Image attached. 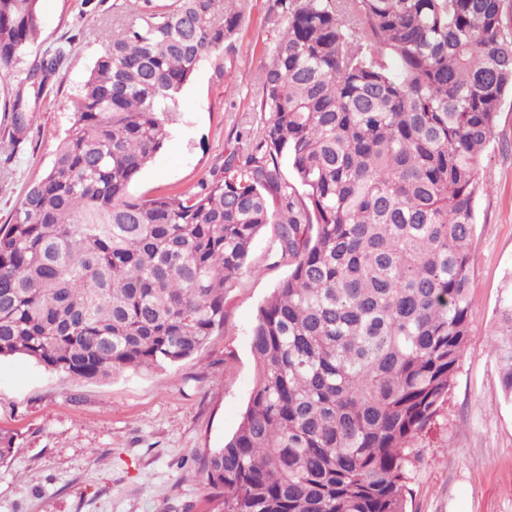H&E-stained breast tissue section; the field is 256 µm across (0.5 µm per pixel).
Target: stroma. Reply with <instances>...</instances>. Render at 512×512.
<instances>
[{
    "mask_svg": "<svg viewBox=\"0 0 512 512\" xmlns=\"http://www.w3.org/2000/svg\"><path fill=\"white\" fill-rule=\"evenodd\" d=\"M125 0H41V34L13 78L0 82V225L51 164L71 100L112 38L134 22ZM279 0H253L250 22L224 50L231 69L203 64L181 115L129 188L154 198L197 191L244 152L266 116L261 73L283 27ZM64 60L35 92L28 71L45 54ZM23 96L28 133L10 144L12 103ZM475 204L470 330L448 399L417 436L407 512H512V404L504 402L491 333L512 288V92L481 157ZM272 228L255 240L248 271L224 290V326L196 355L166 369H126L77 380L24 357L0 358V429L16 437L0 464V512H215L200 476L206 453L236 431L255 380L250 331L259 306L288 274L268 257Z\"/></svg>",
    "mask_w": 512,
    "mask_h": 512,
    "instance_id": "obj_1",
    "label": "stroma"
}]
</instances>
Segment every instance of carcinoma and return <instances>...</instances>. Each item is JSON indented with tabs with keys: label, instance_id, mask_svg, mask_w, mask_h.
I'll list each match as a JSON object with an SVG mask.
<instances>
[{
	"label": "carcinoma",
	"instance_id": "carcinoma-1",
	"mask_svg": "<svg viewBox=\"0 0 512 512\" xmlns=\"http://www.w3.org/2000/svg\"><path fill=\"white\" fill-rule=\"evenodd\" d=\"M251 2L135 0L0 225V357L87 380L175 366L224 326V288L274 224L288 276L251 328L240 424L200 474L219 512H406L408 442L469 335L480 158L512 87L501 0H288L260 137L192 195L131 198ZM40 30V0H0V81ZM61 59L28 73L37 90ZM492 346L512 403V293Z\"/></svg>",
	"mask_w": 512,
	"mask_h": 512
}]
</instances>
